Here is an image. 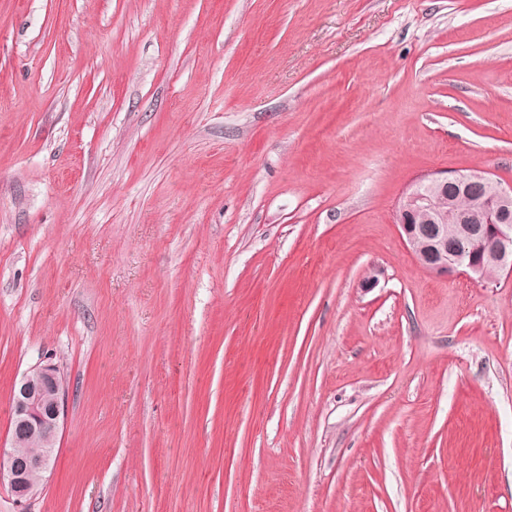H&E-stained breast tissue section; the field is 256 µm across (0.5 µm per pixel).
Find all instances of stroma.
I'll use <instances>...</instances> for the list:
<instances>
[{
    "label": "stroma",
    "mask_w": 512,
    "mask_h": 512,
    "mask_svg": "<svg viewBox=\"0 0 512 512\" xmlns=\"http://www.w3.org/2000/svg\"><path fill=\"white\" fill-rule=\"evenodd\" d=\"M447 170L512 183V0H0V444L68 387L28 512H512V275L393 222Z\"/></svg>",
    "instance_id": "obj_1"
}]
</instances>
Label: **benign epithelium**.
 Returning <instances> with one entry per match:
<instances>
[{
	"mask_svg": "<svg viewBox=\"0 0 512 512\" xmlns=\"http://www.w3.org/2000/svg\"><path fill=\"white\" fill-rule=\"evenodd\" d=\"M477 197L476 209L447 223L454 214V199L448 190ZM417 211L438 216L434 224H410ZM394 222L407 250L428 272L448 276L464 274L479 281L487 279L484 253H489L498 272L512 274V185L503 186L484 171L436 172L415 181L403 194ZM68 394L57 365L47 362L31 367L15 383L12 394L9 444L20 434L40 439L50 447L38 457L21 458L9 448L0 450V487L19 504L36 493L31 475L51 468L52 446L56 445L65 420Z\"/></svg>",
	"mask_w": 512,
	"mask_h": 512,
	"instance_id": "1",
	"label": "benign epithelium"
}]
</instances>
